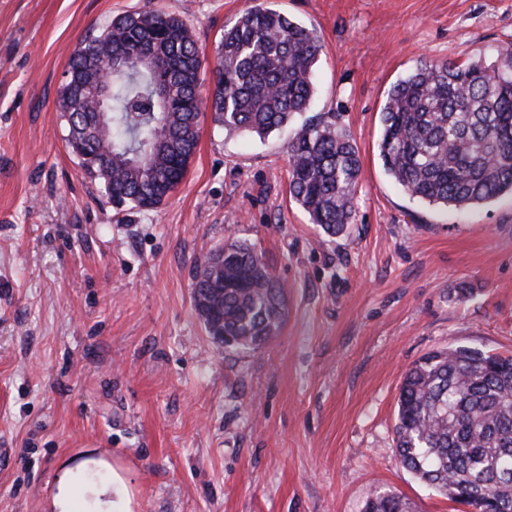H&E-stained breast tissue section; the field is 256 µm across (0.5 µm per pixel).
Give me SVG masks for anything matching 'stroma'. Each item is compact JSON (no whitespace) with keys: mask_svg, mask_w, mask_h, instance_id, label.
<instances>
[{"mask_svg":"<svg viewBox=\"0 0 512 512\" xmlns=\"http://www.w3.org/2000/svg\"><path fill=\"white\" fill-rule=\"evenodd\" d=\"M249 7L321 39L305 116L356 141L352 224L326 236L291 198L289 130L208 120L170 199L115 213L66 146L70 52L116 15L173 12L207 93ZM509 44L512 0H0V512H52L76 465V512H96L116 472L131 512H364L384 492L469 512L403 467L397 400L427 352L512 355V196L411 198L384 170L381 112L421 58L490 63ZM233 241L287 288L278 334L254 350L215 342L192 297L207 251Z\"/></svg>","mask_w":512,"mask_h":512,"instance_id":"35a3bbf8","label":"stroma"}]
</instances>
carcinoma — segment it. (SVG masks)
Here are the masks:
<instances>
[{
  "instance_id": "obj_1",
  "label": "carcinoma",
  "mask_w": 512,
  "mask_h": 512,
  "mask_svg": "<svg viewBox=\"0 0 512 512\" xmlns=\"http://www.w3.org/2000/svg\"><path fill=\"white\" fill-rule=\"evenodd\" d=\"M71 52L65 75L75 155L116 212L159 209L184 181L200 122L264 138L306 111L322 44L272 9L250 8L224 28L210 101L200 96L204 55L179 16L114 17ZM380 156L411 197L471 208L512 195V46L495 62L422 59L392 86ZM289 193L310 223L336 235L352 223L360 172L343 126L309 121L288 144ZM195 307L215 340L255 348L281 325L285 289L270 264L240 242L208 250L193 282ZM394 447L403 466L449 500L512 512V356L468 346L430 352L405 373ZM364 512H405L398 494L375 495Z\"/></svg>"
}]
</instances>
